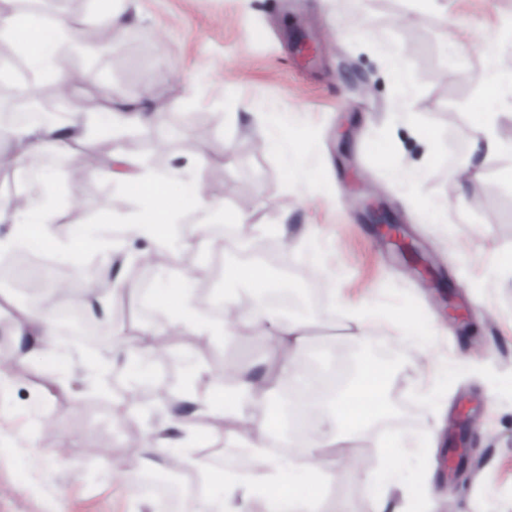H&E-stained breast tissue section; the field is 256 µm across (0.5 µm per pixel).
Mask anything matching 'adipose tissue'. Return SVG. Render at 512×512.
<instances>
[{"instance_id": "ef3b65f1", "label": "adipose tissue", "mask_w": 512, "mask_h": 512, "mask_svg": "<svg viewBox=\"0 0 512 512\" xmlns=\"http://www.w3.org/2000/svg\"><path fill=\"white\" fill-rule=\"evenodd\" d=\"M73 34L74 29L66 18L48 23L36 13L13 8L11 0H0V38L15 41L29 63L50 70L63 89L72 88L73 77L59 64L58 52L61 42ZM104 96L109 104L95 116V131L99 135L116 140L127 127L151 129L160 120L159 112L144 105L112 109L111 103L119 98V91L108 90ZM82 131L83 119L77 113L64 126L46 122L14 129L10 148L0 152V164L21 171L29 156L70 154L71 140L81 138ZM93 173L99 177L119 176L135 203L120 224L119 237L104 242L95 239V227L89 224L71 227L66 238H58L53 229V212L40 196L29 193L20 203L0 200V223L12 227L7 237L0 238V251H48L77 267L87 251L97 250L105 263L119 267L110 290L112 298L118 299L136 289L126 271L139 261L140 255L126 251L127 243L144 238L151 242L155 254H169L178 218L221 206L220 201L209 197L205 179L196 170L172 169L159 174L141 161L115 151L98 163ZM227 276L247 284L253 297L251 309L235 316L234 328L270 329L275 346L268 370L254 374L244 368L233 369L235 383L230 389L211 384L209 370L200 366L193 369L195 379L207 385L208 394L202 399L190 396L189 405L222 420L225 445L247 448L255 466L254 471L243 477L212 471V479L224 486V496L203 502L201 512H247V503L258 496L264 499L266 512H317L329 469L349 462L354 442L366 436L373 422L386 412L388 371L376 361L364 359L348 386L337 393L329 410L318 419L306 418L304 410L299 408L286 418L272 409L264 412L250 436H243L239 426L244 401L251 399L264 404L266 396L298 379L297 360L309 341L310 325L302 320H280L275 311L266 307L264 298L272 282L262 265H239L230 269ZM196 279L193 271H169L161 288L156 289L155 299L168 310L172 330L211 340L221 335L222 329L196 316L193 304ZM12 330L23 340L13 357L16 365H26L36 355L62 363L72 357L71 350L61 347L56 339L52 305H44L36 312H20ZM274 442L279 447L295 449V456L273 454L270 445Z\"/></svg>"}]
</instances>
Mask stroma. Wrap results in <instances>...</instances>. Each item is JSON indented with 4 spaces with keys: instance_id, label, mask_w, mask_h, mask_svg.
Returning <instances> with one entry per match:
<instances>
[{
    "instance_id": "1",
    "label": "stroma",
    "mask_w": 512,
    "mask_h": 512,
    "mask_svg": "<svg viewBox=\"0 0 512 512\" xmlns=\"http://www.w3.org/2000/svg\"><path fill=\"white\" fill-rule=\"evenodd\" d=\"M132 23L112 32V48L85 52L61 45L62 65L79 76L77 99L119 88L130 102L148 101L158 129L127 128L112 141L93 136L62 157L41 186L55 214L58 237L76 217L103 211L126 215L123 186L82 170L113 147L154 170L199 168L207 192L224 207L250 217L239 233L271 244L281 265L267 266L279 293L295 300L282 316L310 323L305 369L325 371L339 360L356 365L369 355L349 334L353 318L377 332L387 352L388 409L354 450L350 467L336 466L321 512H368L362 475L388 464L380 438L431 435L428 448H405L399 512H512V271L495 265L512 252V185L499 181L501 158L480 159L470 137L480 111L485 68L512 71V43L502 41L512 0H112ZM315 35L316 60L303 66L288 46ZM401 51L411 77L401 98L386 53ZM97 71L95 83L82 77ZM233 96L237 109L225 107ZM287 113L290 132L307 149L296 161L263 152L274 134L267 117ZM459 143L457 163L442 164L447 141ZM385 200L415 251L401 252L368 217L362 201ZM89 210L78 211L75 198ZM319 255L320 273L310 268ZM0 296L31 311L54 281L70 285L80 304L90 295L72 278L70 263L50 252H26ZM410 314L426 335L424 349L400 336L392 314ZM114 344L127 355L115 368L130 413L112 415L85 345L55 366L40 357L13 365L17 340L0 316V366L12 379L0 392V512H160L131 477L146 468L127 437L145 436L184 394L181 363L214 370L249 362L263 371L269 340L234 330L204 343L170 335L169 376L140 380L129 355L152 353L148 328L169 327L162 308L124 323L111 303L107 321ZM465 440L473 450L467 478L438 483L440 452ZM131 472L118 477L115 460ZM170 460L151 464L170 467Z\"/></svg>"
}]
</instances>
